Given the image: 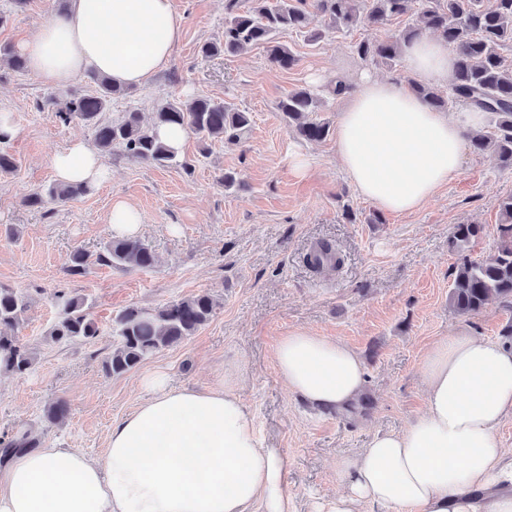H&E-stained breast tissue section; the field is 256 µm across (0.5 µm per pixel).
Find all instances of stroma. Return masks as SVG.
<instances>
[{
  "instance_id": "1",
  "label": "stroma",
  "mask_w": 512,
  "mask_h": 512,
  "mask_svg": "<svg viewBox=\"0 0 512 512\" xmlns=\"http://www.w3.org/2000/svg\"><path fill=\"white\" fill-rule=\"evenodd\" d=\"M173 7L182 36L170 60L113 100L109 115L135 110L147 117L162 102L199 96L251 112L243 144L188 134L182 147L188 168L135 164L116 147L104 156L111 176L100 188L59 206H26L27 195L54 183L55 153L73 140H93L89 126L55 118L47 96L88 94L96 85L84 72L56 89L30 71L0 65V115L13 126L5 149L16 161L12 174L0 175V288L24 295L26 309L11 334L35 354L31 372L0 374V440L24 434L99 460L113 421L139 404L143 377L162 371L173 386L201 388L223 376L250 409L264 444L287 449L293 512H312L316 499L342 490L344 457L361 452L374 434L402 432L424 413L422 362L432 346L456 334L505 343L511 304L494 299L477 314L459 316L449 309L448 294L462 256L493 252L498 204L512 194V171L501 169L491 153L465 149L459 172L402 216L378 211L360 195L336 159L335 136L313 143L293 136L278 109L291 90L363 72L412 81L406 66L364 61L352 51L356 42L405 30L410 16L318 42L282 32L281 42L297 59L285 70L272 65L261 46L235 57H201L203 43L224 36L225 0H173ZM0 11L9 15L0 44L16 48L59 15L60 5L28 0L17 11L11 0H0ZM292 150L309 161L304 175L291 168ZM227 170L237 172L242 187L218 183ZM116 198L141 212L139 235L151 244L155 266L129 272L92 264L71 275L75 250L97 252L112 237L108 215ZM350 211L356 222L348 221ZM457 224L484 227L464 254L449 243ZM320 242L341 253L339 271L308 267L305 257ZM59 290L85 298L95 338L47 340L63 315ZM203 292L218 306L195 335L130 372L106 371L118 313ZM294 330L336 339L361 358L371 400L366 414L312 408L281 382L273 351ZM60 398L69 413L62 423H49L46 409Z\"/></svg>"
}]
</instances>
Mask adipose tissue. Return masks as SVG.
Segmentation results:
<instances>
[{
  "instance_id": "1",
  "label": "adipose tissue",
  "mask_w": 512,
  "mask_h": 512,
  "mask_svg": "<svg viewBox=\"0 0 512 512\" xmlns=\"http://www.w3.org/2000/svg\"><path fill=\"white\" fill-rule=\"evenodd\" d=\"M172 0H71L69 10L22 42L29 70L62 87L92 70L140 85L181 37ZM408 70L447 82L446 41L421 33L404 49ZM483 112H438L403 84L360 75L339 112L336 155L377 208L415 212L457 174L466 132ZM61 183L96 188L110 172L83 141L52 158ZM278 375L312 406L345 411L365 391L364 368L345 344L309 331L282 337ZM422 372L427 410L405 431L377 434L340 462L344 492L314 512H512V454L495 431L512 414V349L465 334L437 343ZM136 409L113 421L103 460L37 446L0 466V512H291L284 449L264 447L253 416L226 381L176 388L165 373L143 378Z\"/></svg>"
}]
</instances>
